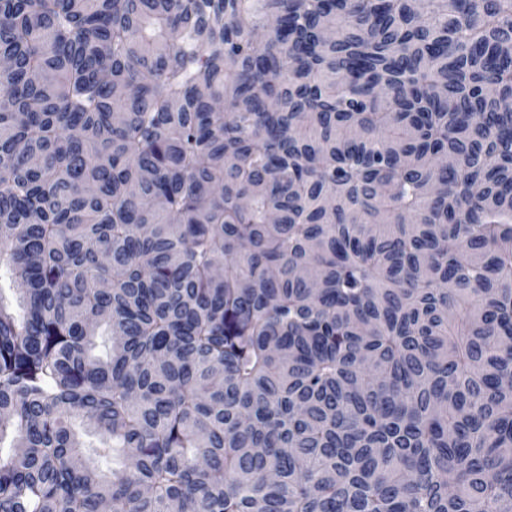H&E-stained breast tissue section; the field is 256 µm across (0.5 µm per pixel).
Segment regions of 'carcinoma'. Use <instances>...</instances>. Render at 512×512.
I'll return each instance as SVG.
<instances>
[{
    "label": "carcinoma",
    "instance_id": "cac0c4a2",
    "mask_svg": "<svg viewBox=\"0 0 512 512\" xmlns=\"http://www.w3.org/2000/svg\"><path fill=\"white\" fill-rule=\"evenodd\" d=\"M0 59V512H512V0H0Z\"/></svg>",
    "mask_w": 512,
    "mask_h": 512
}]
</instances>
